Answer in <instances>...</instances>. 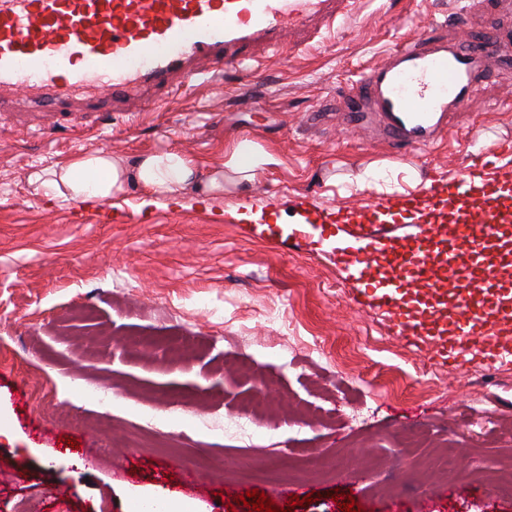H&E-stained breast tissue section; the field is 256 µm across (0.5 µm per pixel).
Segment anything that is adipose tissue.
Here are the masks:
<instances>
[{
	"label": "adipose tissue",
	"mask_w": 512,
	"mask_h": 512,
	"mask_svg": "<svg viewBox=\"0 0 512 512\" xmlns=\"http://www.w3.org/2000/svg\"><path fill=\"white\" fill-rule=\"evenodd\" d=\"M277 162L275 155L244 139L233 146L224 170L206 177L202 176L197 159L170 148L131 160L102 151L80 153L66 166L33 173L32 179L49 198L97 204L133 186L154 201L176 197L201 185L210 191H220L226 174L249 181Z\"/></svg>",
	"instance_id": "obj_1"
}]
</instances>
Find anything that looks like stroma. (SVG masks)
<instances>
[{"label": "stroma", "mask_w": 512, "mask_h": 512, "mask_svg": "<svg viewBox=\"0 0 512 512\" xmlns=\"http://www.w3.org/2000/svg\"><path fill=\"white\" fill-rule=\"evenodd\" d=\"M497 7L512 22V0H366L324 42L264 56L257 81L200 79L51 130L42 113L0 112V512H127L160 493L196 512H252L240 497L253 489L281 508L288 491L314 495L293 512H340L338 490L361 512H512V497L470 481L479 469L494 482L512 455V365L430 360L289 238L301 193L320 214L383 204L404 165L420 192L485 150L512 170V68L492 70L443 140L407 158L346 130L336 105L404 35L452 14L479 30ZM243 137L279 160L244 191L146 205L132 188L89 207L29 180L94 151L175 147L220 169ZM370 164L379 179L357 189ZM244 204L260 223L238 219ZM416 428L425 447H401ZM444 449L447 479L403 482Z\"/></svg>", "instance_id": "35a3bbf8"}]
</instances>
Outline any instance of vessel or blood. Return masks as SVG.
Wrapping results in <instances>:
<instances>
[{"instance_id":"b4317fda","label":"vessel or blood","mask_w":512,"mask_h":512,"mask_svg":"<svg viewBox=\"0 0 512 512\" xmlns=\"http://www.w3.org/2000/svg\"><path fill=\"white\" fill-rule=\"evenodd\" d=\"M362 0H0V112L14 94L48 109L127 111L138 99L193 81L245 70L261 53L335 33ZM512 64V30L477 39L413 38L387 52L350 86L340 107L396 152L434 144L448 131L494 65ZM413 227L398 240L382 224ZM512 223V173L474 163L421 196L394 194L381 209L333 210L320 223L294 225L291 237L330 252L358 302L398 335L426 343L431 359L474 357L494 369L512 347L490 314L512 297L483 255ZM464 280L483 297L476 313L461 293L452 310L438 297L443 279ZM474 293V294H475Z\"/></svg>"}]
</instances>
